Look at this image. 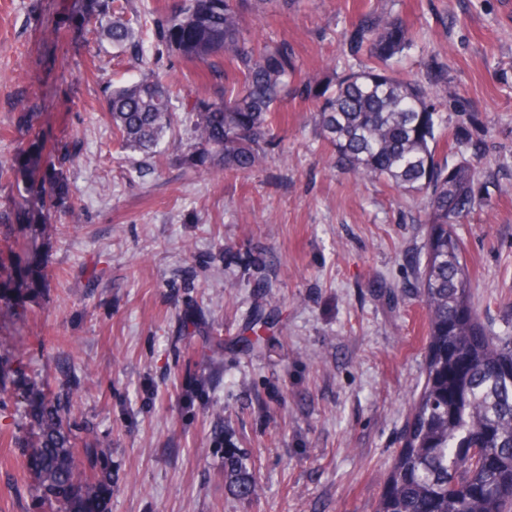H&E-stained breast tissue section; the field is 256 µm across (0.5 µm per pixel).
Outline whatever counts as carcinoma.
Segmentation results:
<instances>
[{
	"mask_svg": "<svg viewBox=\"0 0 512 512\" xmlns=\"http://www.w3.org/2000/svg\"><path fill=\"white\" fill-rule=\"evenodd\" d=\"M297 0H175L154 18L144 45L140 16L125 0H75L72 22L94 23L99 36L142 67L140 77L109 87L106 107L124 149L150 158L178 123L171 86L149 67L159 49L203 67L209 85L189 94L183 112L190 128L187 161L198 171L248 173L266 157L278 104L316 97L286 41L261 44L245 24ZM349 53L361 68L336 76L334 92L318 102L316 121L335 162L362 183L384 182L426 198V233L415 288L427 321L423 383L409 402L400 437L374 512H512V336L489 332L473 302L466 247L455 230L478 205L477 167H450L437 157L439 112L450 96L447 65L437 59L421 76L394 64L414 44V29L399 15L364 12L345 30ZM12 180L17 219L0 211V229L44 223L32 198L71 206L63 165L45 154L35 135L13 157L0 160V178ZM0 310L23 306V290L40 284L43 259L30 252L0 254ZM78 386L49 394L37 382L23 392L39 428L27 468L61 512H101L112 493V441L72 416ZM224 475L243 497L257 492L246 453L224 449Z\"/></svg>",
	"mask_w": 512,
	"mask_h": 512,
	"instance_id": "cac0c4a2",
	"label": "carcinoma"
}]
</instances>
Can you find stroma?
<instances>
[{
    "label": "stroma",
    "mask_w": 512,
    "mask_h": 512,
    "mask_svg": "<svg viewBox=\"0 0 512 512\" xmlns=\"http://www.w3.org/2000/svg\"><path fill=\"white\" fill-rule=\"evenodd\" d=\"M73 4L0 0V158L40 133L46 153L72 155L64 170L80 213L75 224L54 208L25 236H0L1 251L32 245L47 262L24 316L0 315V361L51 390L81 376L72 411L112 441L103 512H372L423 380L424 198L335 167L313 99L283 106L277 139L246 174L184 165V122L155 157L128 155L104 87L139 71L82 29L54 48ZM370 7L418 30L404 67L434 54L448 65V162L482 157V205L456 231L485 327L512 331V0H301L251 30L288 40L329 93L326 64ZM189 306L219 330L211 348L180 335ZM258 318L264 340L250 348ZM200 371L212 377L202 392ZM219 420L225 444L259 471V496L231 493L211 442ZM37 434L16 385L1 383L0 512L60 510L23 466Z\"/></svg>",
    "instance_id": "stroma-1"
}]
</instances>
